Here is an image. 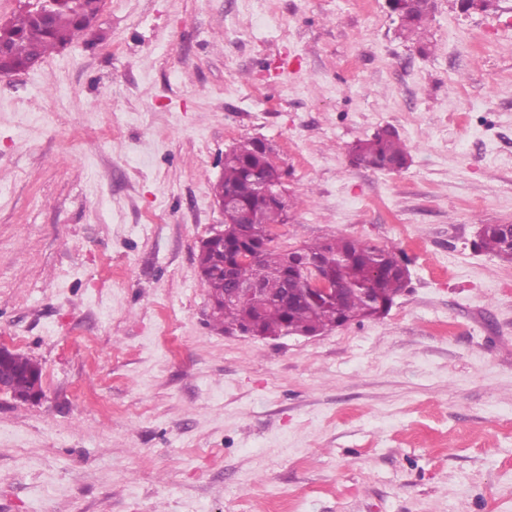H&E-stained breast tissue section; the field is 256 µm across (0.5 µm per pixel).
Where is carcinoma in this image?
Instances as JSON below:
<instances>
[{"label":"carcinoma","mask_w":512,"mask_h":512,"mask_svg":"<svg viewBox=\"0 0 512 512\" xmlns=\"http://www.w3.org/2000/svg\"><path fill=\"white\" fill-rule=\"evenodd\" d=\"M100 5L96 0H83L82 3L67 4L53 11L49 19L28 13H16L3 26H0V45L5 53L0 56V75L30 68L32 61L41 60L46 55L79 41L90 21L99 20ZM401 28L407 36H421L432 11L425 0H417L414 6H398ZM358 165L379 172H393L408 166L409 152L399 133L385 127L371 136L358 140L352 147ZM224 186L237 193L241 203L252 207L257 213V222L242 226L226 224L229 246L200 249L197 263L200 287L206 292L213 309L210 315L213 329L227 333L234 325L251 322L259 310H264L260 318L259 331L266 337H277L291 331L307 334L325 330L338 323L348 324L380 317L376 308L367 304L363 289H370L372 297L378 298L395 294L405 287L408 268L404 256L397 248L375 247L358 239L346 236L326 238L303 245L304 252L313 256L329 257L331 264H339V278L343 288L336 297L321 304H295L283 302L272 305L283 286L288 267L284 251L273 246L269 229L288 221V209L298 203H287V207L271 206L259 201L255 175L270 182L281 183L285 172L258 154L255 141L249 140L233 147L224 154ZM241 246L255 247L261 255L263 288L261 294L252 296L245 302L232 305L224 303V296L230 285L224 280L221 271L223 262L235 263L236 275L240 280H250L256 268L247 262H236V249ZM478 247L501 260L512 261V246L496 227H486L480 237ZM377 250L385 267L384 276L378 278L369 272L373 261L371 250ZM39 370V364L32 358L18 353H10L9 359L0 364V376L4 378L26 375Z\"/></svg>","instance_id":"obj_1"}]
</instances>
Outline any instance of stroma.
Returning a JSON list of instances; mask_svg holds the SVG:
<instances>
[{
  "mask_svg": "<svg viewBox=\"0 0 512 512\" xmlns=\"http://www.w3.org/2000/svg\"><path fill=\"white\" fill-rule=\"evenodd\" d=\"M426 37L386 0H105L0 80V344L43 389L0 393V512H512V262L474 245L512 224V0H436ZM387 125L409 167L353 165ZM246 139L302 201L280 249L402 251L384 318L211 328L198 242Z\"/></svg>",
  "mask_w": 512,
  "mask_h": 512,
  "instance_id": "stroma-1",
  "label": "stroma"
}]
</instances>
